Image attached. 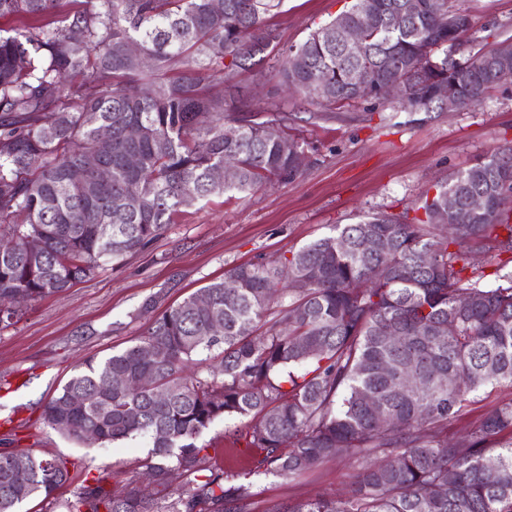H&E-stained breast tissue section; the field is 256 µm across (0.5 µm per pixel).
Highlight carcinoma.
<instances>
[{
    "label": "carcinoma",
    "mask_w": 512,
    "mask_h": 512,
    "mask_svg": "<svg viewBox=\"0 0 512 512\" xmlns=\"http://www.w3.org/2000/svg\"><path fill=\"white\" fill-rule=\"evenodd\" d=\"M58 0H0V17L38 18ZM351 0L348 10L288 50L279 85L321 107L340 109L379 98L385 79H400L402 104L437 112V88L453 82L462 106H477L512 80V60L490 67L491 52L464 69L451 50L474 27L448 0ZM277 0H86L55 27L0 36V326L18 308L63 292L112 260L159 238L175 216L215 194L232 198L266 180L301 175L284 148L295 140L288 112H227L202 94L231 82L278 45L266 15ZM365 28L364 51L352 55L327 30ZM79 30L82 40L70 33ZM137 43L152 61V80L124 54ZM177 70L173 76L171 70ZM80 80L68 94L63 81ZM276 122L271 138L265 125ZM112 129L109 151L98 131ZM145 133L130 139L126 131ZM134 153L140 164L124 165ZM233 156L235 181L211 171ZM112 170L97 179L101 167ZM73 168L85 173L74 182ZM458 192L448 214L442 190ZM475 192L489 199L467 209ZM512 148L440 184L424 218L403 222L375 214L306 244L281 266L240 264L165 310L138 344L88 361L44 408L52 429L75 441L87 432L112 443L151 439L145 475L155 495L132 480L116 494L104 477L60 504L64 512H244L246 488L209 464L196 439L216 419L248 418L240 434L256 473L295 477L339 453L358 464L338 499L297 501L288 512H512V400L481 424L448 436V418L469 397L512 383V276L492 288L462 280L472 244L512 252ZM368 236L380 242L367 253ZM42 247L31 252L27 239ZM430 252L434 262L419 263ZM303 280L299 290L282 280ZM457 321L455 333L444 324ZM224 323L215 338L210 326ZM399 336H382L387 324ZM151 344L146 356L142 347ZM411 369L407 394L396 377ZM166 394L163 401L154 392ZM492 463L498 478L486 481ZM23 466L30 484L14 485ZM177 470L186 482L170 488ZM69 479L67 462L27 448H0V512L45 500ZM443 495L434 494L435 488Z\"/></svg>",
    "instance_id": "obj_1"
}]
</instances>
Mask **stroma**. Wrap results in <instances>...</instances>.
I'll return each mask as SVG.
<instances>
[{
  "label": "stroma",
  "mask_w": 512,
  "mask_h": 512,
  "mask_svg": "<svg viewBox=\"0 0 512 512\" xmlns=\"http://www.w3.org/2000/svg\"><path fill=\"white\" fill-rule=\"evenodd\" d=\"M348 0H282L268 17L279 45L260 66L239 71L228 86L203 93L253 109L285 107L289 124L307 143L312 162L288 184L266 183L231 201L215 196L178 214L146 248L105 266L67 291L28 304L0 330V440L14 420V447L69 461V479L54 502L38 499L22 512H61L87 477L111 475L115 488L142 469L149 437L86 445L45 424L42 411L87 360H104L136 344L153 321L192 292L223 280L244 263L276 265L309 242L375 213L413 215L438 180L450 178L499 147H512V82L493 88L478 106L457 112H413L399 102L369 99L328 110L294 95H273L289 47L342 12ZM475 22L472 41L456 52L463 61L512 39V0H448ZM512 273V254L473 249L463 275L494 287ZM512 385H491L470 396L448 421L449 434L475 427L501 403ZM243 419H216L198 438L210 462L249 487L245 512H279L289 503L343 494L356 471L339 456L294 479L247 474L228 455Z\"/></svg>",
  "instance_id": "35a3bbf8"
}]
</instances>
